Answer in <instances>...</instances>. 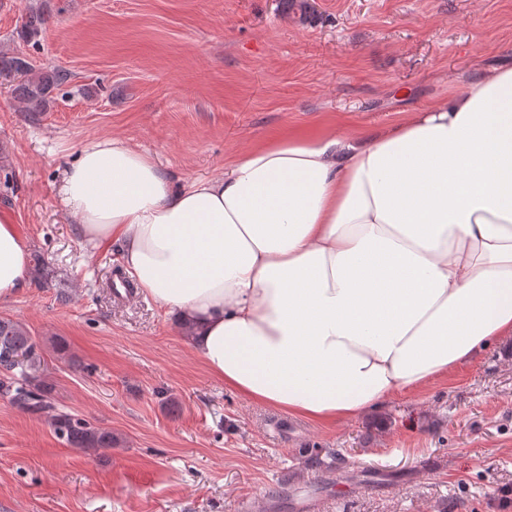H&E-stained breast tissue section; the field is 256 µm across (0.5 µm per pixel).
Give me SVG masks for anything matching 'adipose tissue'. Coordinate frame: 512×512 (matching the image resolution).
<instances>
[{
    "label": "adipose tissue",
    "instance_id": "ef3b65f1",
    "mask_svg": "<svg viewBox=\"0 0 512 512\" xmlns=\"http://www.w3.org/2000/svg\"><path fill=\"white\" fill-rule=\"evenodd\" d=\"M60 193L241 398L329 427L512 337V66L372 137L288 131L174 183L118 138ZM30 244L0 212V303Z\"/></svg>",
    "mask_w": 512,
    "mask_h": 512
}]
</instances>
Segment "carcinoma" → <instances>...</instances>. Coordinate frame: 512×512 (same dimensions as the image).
I'll return each mask as SVG.
<instances>
[{
	"mask_svg": "<svg viewBox=\"0 0 512 512\" xmlns=\"http://www.w3.org/2000/svg\"><path fill=\"white\" fill-rule=\"evenodd\" d=\"M46 23L44 10L30 11L22 24L21 36L36 45ZM20 77L24 101L34 112L51 102V93L66 74L58 70L37 71L27 59L0 52V78ZM0 394H7L14 406L29 414H49L55 435L72 448H110L112 432L96 427L88 420L55 411L52 403L54 387L43 378L44 359L30 331L20 322L0 317ZM346 462L334 450L310 455L308 465L318 471L331 470Z\"/></svg>",
	"mask_w": 512,
	"mask_h": 512,
	"instance_id": "cac0c4a2",
	"label": "carcinoma"
}]
</instances>
